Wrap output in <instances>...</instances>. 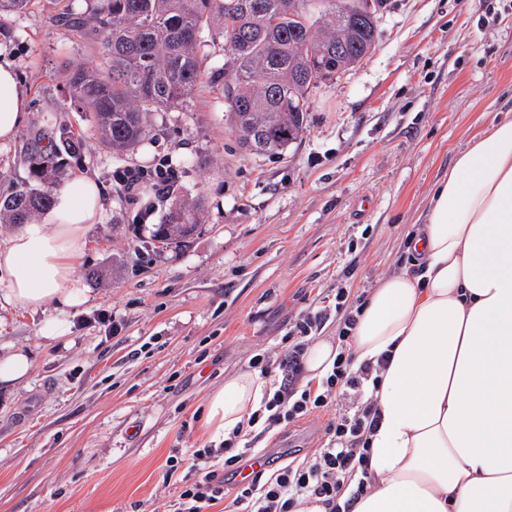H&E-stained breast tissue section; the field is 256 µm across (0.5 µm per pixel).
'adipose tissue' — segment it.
<instances>
[{"instance_id":"ef3b65f1","label":"adipose tissue","mask_w":512,"mask_h":512,"mask_svg":"<svg viewBox=\"0 0 512 512\" xmlns=\"http://www.w3.org/2000/svg\"><path fill=\"white\" fill-rule=\"evenodd\" d=\"M27 117L11 65L0 64V141ZM104 212L99 185L69 180L42 221L0 245V297L54 310L42 336L70 330L85 302L71 267ZM412 265L379 281L353 336L357 361L386 359L374 393L372 487L352 512H512V118L490 123L433 187L406 241ZM270 381L225 379L207 400L211 438L245 425Z\"/></svg>"}]
</instances>
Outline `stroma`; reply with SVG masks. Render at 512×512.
Wrapping results in <instances>:
<instances>
[{
    "label": "stroma",
    "mask_w": 512,
    "mask_h": 512,
    "mask_svg": "<svg viewBox=\"0 0 512 512\" xmlns=\"http://www.w3.org/2000/svg\"><path fill=\"white\" fill-rule=\"evenodd\" d=\"M94 5L34 0L0 16V62L14 67L27 110L0 142V193L29 180V134L64 123L85 141L65 173L96 181L105 209L72 264L87 300L68 309V336L44 340L43 314L0 304V354L21 349L32 363L25 381L0 383V512H165L182 479L168 457L211 444L199 421L208 394L261 352L277 373L300 316L334 305L337 288L366 295L398 272L432 184L489 122L512 116V9L497 0L490 22L478 0H385L373 52L320 84L283 155L239 148L224 81L208 77L118 156L57 78L95 48L58 14ZM164 159L176 191L144 224L143 196L117 177ZM197 196L190 238L154 244L173 201ZM333 416L272 430L259 446L301 462Z\"/></svg>",
    "instance_id": "obj_1"
}]
</instances>
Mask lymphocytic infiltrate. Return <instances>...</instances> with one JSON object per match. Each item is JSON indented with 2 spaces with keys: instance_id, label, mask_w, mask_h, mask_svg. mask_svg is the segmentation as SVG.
I'll use <instances>...</instances> for the list:
<instances>
[{
  "instance_id": "obj_1",
  "label": "lymphocytic infiltrate",
  "mask_w": 512,
  "mask_h": 512,
  "mask_svg": "<svg viewBox=\"0 0 512 512\" xmlns=\"http://www.w3.org/2000/svg\"><path fill=\"white\" fill-rule=\"evenodd\" d=\"M358 307L341 311L339 352L333 369L319 384L305 382L302 359L330 319L327 309L303 315L294 325L291 343L281 363L280 379L266 390L246 427L236 428L220 446L191 451L187 459L170 457L171 470L187 465L190 479L184 482L170 512H210L224 500V478L235 475L252 445L275 428L293 426L316 412L335 410L324 434L326 439L301 463L272 473H256L237 487L235 512H294L299 500L315 497L329 512H350L368 493L369 436L378 422L376 401L368 390L379 381V368L356 363L351 331Z\"/></svg>"
}]
</instances>
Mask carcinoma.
Returning a JSON list of instances; mask_svg holds the SVG:
<instances>
[{
	"label": "carcinoma",
	"mask_w": 512,
	"mask_h": 512,
	"mask_svg": "<svg viewBox=\"0 0 512 512\" xmlns=\"http://www.w3.org/2000/svg\"><path fill=\"white\" fill-rule=\"evenodd\" d=\"M79 23L97 37L98 62L58 71L71 103L94 115L116 155L133 152L154 113L182 106L207 72L205 37L230 55L224 75L227 121L256 155L285 152L301 139L318 84L355 68L372 52L376 14L355 0H96ZM82 138L61 124L27 142L32 183L0 196V223L31 224L54 203L63 155ZM197 200H183L156 225L153 240L185 239L200 223Z\"/></svg>",
	"instance_id": "obj_1"
}]
</instances>
